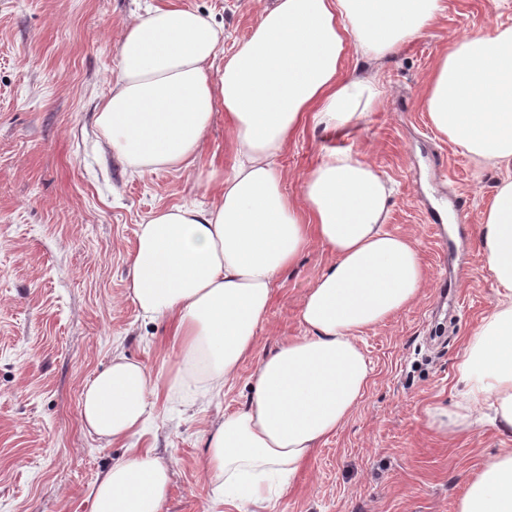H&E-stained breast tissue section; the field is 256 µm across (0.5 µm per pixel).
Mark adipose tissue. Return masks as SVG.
Returning <instances> with one entry per match:
<instances>
[{
  "label": "adipose tissue",
  "mask_w": 512,
  "mask_h": 512,
  "mask_svg": "<svg viewBox=\"0 0 512 512\" xmlns=\"http://www.w3.org/2000/svg\"><path fill=\"white\" fill-rule=\"evenodd\" d=\"M441 0H265L249 35L218 57L224 30L195 9L153 6L116 43L117 76L97 115L106 148L130 173L179 172L202 151L216 107L238 150L206 208L172 206L139 224L128 296L182 340L172 386L208 392L252 356L276 276L308 233L334 255L305 294V334L261 357L246 402L213 425L205 469L215 501H270L338 432L371 382L358 335L409 308L425 272L416 244L386 224L392 189L359 154L326 151L305 175L306 216L282 189L278 160L306 123L347 134L378 104L381 62L421 34ZM358 65L346 69L349 58ZM223 66H216V59ZM434 128L500 179L479 214L486 267L502 299L457 363L454 408L428 413L444 434L481 423L493 407L512 436V25L456 40L428 80ZM163 385L124 355L85 387L82 415L96 435H143ZM171 472L152 448L127 449L93 486L91 512H161ZM458 512H512V449L489 458Z\"/></svg>",
  "instance_id": "1"
}]
</instances>
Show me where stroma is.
I'll return each instance as SVG.
<instances>
[{"label": "stroma", "mask_w": 512, "mask_h": 512, "mask_svg": "<svg viewBox=\"0 0 512 512\" xmlns=\"http://www.w3.org/2000/svg\"><path fill=\"white\" fill-rule=\"evenodd\" d=\"M159 0H0V512H90L98 477L125 456L86 426L87 382L121 354L167 381L182 363L168 320L143 321L127 297L136 231L150 212L209 206V174L230 172L236 145L216 112L186 171L130 174L100 148L97 113L117 74L115 44L132 14ZM212 15L232 51L256 24L260 0H174ZM512 24V0H443L424 32L384 61L380 104L348 136L306 127L280 165L283 191L302 201L304 174L329 149L366 157L393 184L389 232L416 240L427 273L417 302L365 329L371 383L352 418L317 448L269 506L223 512H458L484 462L512 447L488 424L444 437L425 410L454 404L459 355L498 302L480 254L479 213L498 182L432 126L423 105L436 59L454 39ZM462 200L461 225L441 241L426 204ZM309 238L277 277L252 358L217 395L161 396L142 445L172 480L163 512H211L205 442L249 390L257 357L304 336V294L332 261ZM456 302L440 280L459 260Z\"/></svg>", "instance_id": "stroma-1"}]
</instances>
